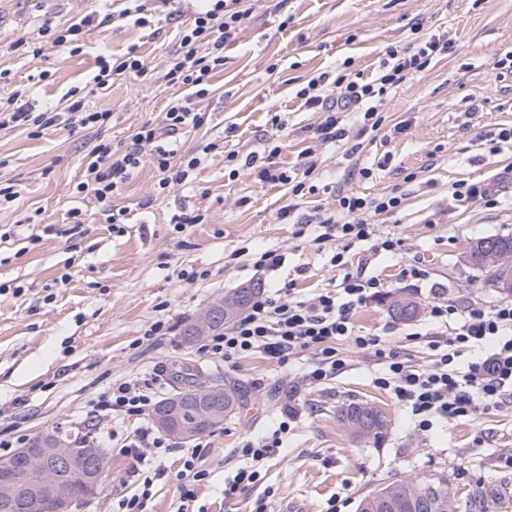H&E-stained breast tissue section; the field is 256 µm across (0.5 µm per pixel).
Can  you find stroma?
Instances as JSON below:
<instances>
[{
  "label": "stroma",
  "mask_w": 512,
  "mask_h": 512,
  "mask_svg": "<svg viewBox=\"0 0 512 512\" xmlns=\"http://www.w3.org/2000/svg\"><path fill=\"white\" fill-rule=\"evenodd\" d=\"M252 12L224 48V69L213 78L214 93L200 102L206 123L181 136L180 151L201 141L219 149L199 166L194 180L155 192L158 171L137 170L112 203L126 208L123 233L106 215L86 206L75 191L95 138L124 146L147 120H160L171 99L184 95L164 73L176 57L181 32L203 9V0H172L147 24L122 17L124 0H0V97L19 90L37 108L64 103L76 92L90 112L112 115L93 132L52 126L31 136L21 128L0 129V178L22 190L0 208V439L32 437L52 427L76 436L92 432L103 445V487L77 512H115L120 499L137 493L130 456L110 447L107 429L131 436L149 419L127 416L101 422L92 415L97 396L112 383L133 377L156 379L158 397L170 390L173 360L202 367L204 374L236 380L248 404L220 427L198 436L209 472L195 488L191 512H249L264 500L268 512H356L359 499L390 476L414 478L442 471L459 497L493 501L492 512H512V408H489L474 421L419 431L394 395L379 387L375 358L343 342L346 371L319 385L307 382L309 355L281 365L256 353L228 367L202 345L184 347L179 334L216 301L260 282L262 291L290 289L309 297L334 287L341 272L331 258L335 245H318L313 232L298 237L279 215L288 203L283 184H260L243 171L246 156L278 145V166L301 172L303 152L313 148L315 193L304 212L336 210L338 193L401 196V207L379 217L381 233L404 241L398 255L354 246L355 259L385 284V294L354 313L357 329L387 336L412 364L432 360L430 340H446V329L427 312L431 286L449 296L488 304L503 294L485 284L472 267V239L512 235V145L497 143L512 126V76L493 68L496 53L512 49V0H252ZM287 28H280L282 18ZM81 24L69 45L54 46L52 32ZM445 36L450 49L407 77L387 95L385 120L363 130L357 113L343 112L347 136L317 144L312 129L320 113L304 106L297 91L319 72L350 62L371 76L388 47L415 38ZM136 49L150 71L122 77L105 91H88L99 55L122 56ZM286 120L276 133L273 115ZM370 177H362V168ZM478 184L496 197L454 199L453 183ZM82 212L74 226L73 209ZM203 221L174 230L179 211ZM275 250L284 267H255L257 253ZM420 262L428 280L404 271ZM23 286L20 295L13 286ZM417 302L411 322L395 320L389 304L397 293ZM166 335L145 338L155 321ZM351 400L375 403L390 426L384 440L356 439L336 419ZM294 415L288 437L261 468L260 480L237 499L225 500L224 482L246 465L240 450L266 433L282 412ZM187 443L169 440L160 458L167 475L155 484L146 512H176L178 480Z\"/></svg>",
  "instance_id": "obj_1"
}]
</instances>
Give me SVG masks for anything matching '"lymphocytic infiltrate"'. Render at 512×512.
Segmentation results:
<instances>
[{
	"instance_id": "lymphocytic-infiltrate-1",
	"label": "lymphocytic infiltrate",
	"mask_w": 512,
	"mask_h": 512,
	"mask_svg": "<svg viewBox=\"0 0 512 512\" xmlns=\"http://www.w3.org/2000/svg\"><path fill=\"white\" fill-rule=\"evenodd\" d=\"M245 0H214L211 8L195 13L184 27L181 51L166 73L169 82L185 88L184 96L172 99L160 120L141 124L122 149L101 139L93 146L83 165V175L76 185L93 207L107 215L110 224L124 223V210L114 209L112 199L129 176L144 164L159 172L157 193H165L176 184L188 182L201 162V154L216 150V143L202 146L200 153L179 154L177 139L187 129L204 125L207 117L198 107L212 92V79L224 67V42L235 34L249 10ZM448 41L430 36L413 47H391L378 71L370 78L361 74H320L299 90L306 106L325 115L316 127L319 143L342 137L337 129V113L358 112L363 122L381 125L379 109L389 91L407 76L428 68L437 57L447 54ZM20 92L0 98V127H24L41 133L62 123L84 129L106 126L111 115L88 112L81 100H67L63 111H34L21 107ZM250 176L261 183L287 185L289 197L282 219H295L299 229L319 228L317 243L333 241L342 249L332 261L344 275L337 288L300 299L289 295H257L247 312L224 332L211 336L206 350L227 366L240 358L262 352L285 364L301 354H309L312 366L307 380L321 384L344 371L347 360L337 348L338 342L350 341L358 352L375 357L383 370L376 382L389 389L405 405L416 427L429 431L435 422L451 423L476 418L489 407H512V303H460L440 292L429 317L436 324L450 328L444 342H432L435 358L430 365L416 366L391 347L387 337L356 333L351 322L352 310L367 299L381 296L383 285L364 267H353L349 251L353 245L367 244L371 249L398 254L401 239L377 232L376 217L396 211L402 199L396 195L369 197L357 193L338 195V212L315 210L300 214L305 182L281 171L272 156L250 154L244 162ZM156 401L152 381L128 379L113 384L98 395L97 418L146 414ZM290 415H283L271 432L246 440L240 453L251 464L237 469L224 483L225 499H234L260 479L258 466L273 449L282 447L290 429Z\"/></svg>"
}]
</instances>
